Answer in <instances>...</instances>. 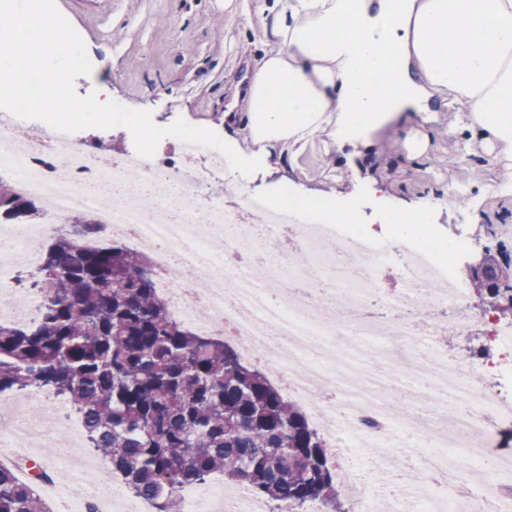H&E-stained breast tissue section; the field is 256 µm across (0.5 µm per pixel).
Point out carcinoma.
Listing matches in <instances>:
<instances>
[{"instance_id":"obj_1","label":"carcinoma","mask_w":512,"mask_h":512,"mask_svg":"<svg viewBox=\"0 0 512 512\" xmlns=\"http://www.w3.org/2000/svg\"><path fill=\"white\" fill-rule=\"evenodd\" d=\"M40 203L0 182V223ZM95 220L58 232L40 266L19 278L39 297L29 326L0 321V395L38 389L85 420L87 444L126 488L172 512L175 493L221 473L271 512L341 508L327 445L307 416L235 349L200 336L160 298L145 256L113 243ZM480 296L512 316V277L495 266ZM0 512H46L35 488L0 464Z\"/></svg>"}]
</instances>
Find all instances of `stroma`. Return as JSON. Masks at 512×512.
I'll use <instances>...</instances> for the list:
<instances>
[{
    "instance_id": "35a3bbf8",
    "label": "stroma",
    "mask_w": 512,
    "mask_h": 512,
    "mask_svg": "<svg viewBox=\"0 0 512 512\" xmlns=\"http://www.w3.org/2000/svg\"><path fill=\"white\" fill-rule=\"evenodd\" d=\"M59 11L85 42L92 72L76 78L87 96L107 85L113 100L147 109L158 126L185 119L227 135L248 153L259 152L243 125H228L234 93H246L251 74L268 48L254 4L239 15L224 13V0H56ZM431 140L413 155L406 131L390 128L351 158L327 152L323 138L283 149L254 176L233 175L241 193L298 202L321 200L344 206L381 244L395 240L389 224L393 203L416 205L435 197L432 232L438 241L461 239L466 261L485 247L512 257V193L486 192L506 162L499 145L474 143L461 154L446 135V109L431 113Z\"/></svg>"
}]
</instances>
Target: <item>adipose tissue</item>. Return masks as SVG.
<instances>
[{
    "mask_svg": "<svg viewBox=\"0 0 512 512\" xmlns=\"http://www.w3.org/2000/svg\"><path fill=\"white\" fill-rule=\"evenodd\" d=\"M271 48L241 108L262 148L369 139L447 107L449 135L512 148V0H260Z\"/></svg>",
    "mask_w": 512,
    "mask_h": 512,
    "instance_id": "1",
    "label": "adipose tissue"
}]
</instances>
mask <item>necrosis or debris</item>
Segmentation results:
<instances>
[{"mask_svg":"<svg viewBox=\"0 0 512 512\" xmlns=\"http://www.w3.org/2000/svg\"><path fill=\"white\" fill-rule=\"evenodd\" d=\"M0 113V180L45 200L39 224L0 228V284L22 261H37L39 243L73 214L98 217L110 238L144 251L170 313L202 336H227L242 361L280 383L304 405L329 440L343 485L359 483L349 443L391 438L393 429L425 442L432 467L422 476L391 474L360 494L356 512H416L403 489H419L432 512H512V322L485 312L460 319L466 284L453 273L458 253L422 256L391 249L357 227L332 223L315 200L281 197L273 209L224 200L211 183L230 168L215 150L179 144L163 164L137 155L112 157L73 135ZM281 233L293 248L268 256L262 236ZM484 331L499 356L462 368L423 336L469 338ZM383 338L378 361L361 345ZM411 362L400 365L396 345ZM75 423L43 391L0 398V462L54 448L74 476L66 512H106L123 498L118 481L101 478L65 438ZM477 466L461 471L456 453ZM174 512H268L249 487L217 480L181 496Z\"/></svg>","mask_w":512,"mask_h":512,"instance_id":"necrosis-or-debris-1","label":"necrosis or debris"}]
</instances>
